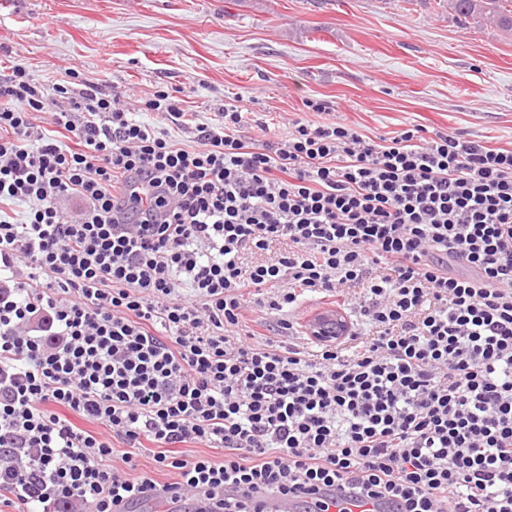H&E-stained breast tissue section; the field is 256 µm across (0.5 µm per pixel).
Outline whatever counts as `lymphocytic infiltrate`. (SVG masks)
Returning a JSON list of instances; mask_svg holds the SVG:
<instances>
[{
  "mask_svg": "<svg viewBox=\"0 0 512 512\" xmlns=\"http://www.w3.org/2000/svg\"><path fill=\"white\" fill-rule=\"evenodd\" d=\"M305 107L183 146L133 116L185 125L173 91L0 73V512H512V148ZM308 292L346 338L254 344Z\"/></svg>",
  "mask_w": 512,
  "mask_h": 512,
  "instance_id": "obj_1",
  "label": "lymphocytic infiltrate"
}]
</instances>
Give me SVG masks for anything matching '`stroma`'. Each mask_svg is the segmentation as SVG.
<instances>
[{
	"label": "stroma",
	"instance_id": "1",
	"mask_svg": "<svg viewBox=\"0 0 512 512\" xmlns=\"http://www.w3.org/2000/svg\"><path fill=\"white\" fill-rule=\"evenodd\" d=\"M0 55L130 102L179 88L198 123L233 98L275 141L311 98L372 138L415 125L512 147V38L445 0H0Z\"/></svg>",
	"mask_w": 512,
	"mask_h": 512
}]
</instances>
